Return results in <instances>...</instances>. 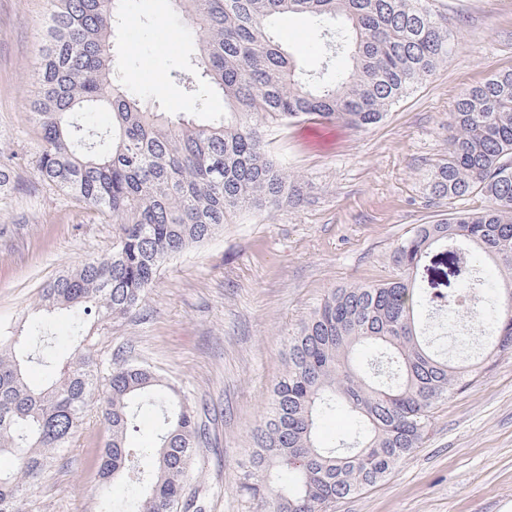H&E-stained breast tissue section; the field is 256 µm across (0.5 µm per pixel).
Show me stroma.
<instances>
[{
    "label": "stroma",
    "mask_w": 512,
    "mask_h": 512,
    "mask_svg": "<svg viewBox=\"0 0 512 512\" xmlns=\"http://www.w3.org/2000/svg\"><path fill=\"white\" fill-rule=\"evenodd\" d=\"M435 7L456 41L432 75L372 127L271 129L278 161L300 180V204L244 211L167 261L139 309L99 339L104 365L147 364L196 407L204 436L189 469L190 512H249L236 488L241 465L299 321L330 289L388 278L394 246L417 225L474 206L433 199L427 181L448 150L457 94L512 69V0ZM46 8V0H0V145L29 155L38 141L26 103ZM274 32L304 70L332 79L351 67L348 53L327 50L326 30L312 17L282 16ZM112 46L116 77L166 111H187L183 75L198 48L173 0H122ZM15 181L0 201V326L45 324L62 364L74 351L73 324L40 311L41 290L108 253L112 227L38 183L30 167L17 168ZM105 436L89 409L65 457L28 489L29 512H132L140 485L96 478L91 460ZM337 512H512V353L440 406L422 446Z\"/></svg>",
    "instance_id": "stroma-1"
}]
</instances>
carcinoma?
<instances>
[{"label":"carcinoma","instance_id":"obj_1","mask_svg":"<svg viewBox=\"0 0 512 512\" xmlns=\"http://www.w3.org/2000/svg\"><path fill=\"white\" fill-rule=\"evenodd\" d=\"M119 0H47L44 43L28 101L38 151L0 149V200L14 192L15 168L113 224L112 250L51 280L48 313L66 312L82 337L75 357L49 366L44 386L26 376L30 340L18 325L0 334V512H28L25 494L65 455L98 398L108 437L96 459L106 485L143 486L135 512L189 509V467L202 441L190 397L151 368L115 363L100 376L98 337L143 303L158 270L183 250L214 238L236 214L295 207L300 192L267 151L263 127L301 120L362 129L431 75L455 41L434 0H173L197 38L196 70L183 77L190 104L199 86L224 112L198 124L149 110L112 69V25ZM284 14L324 22L341 17L327 47L351 48L353 65L329 82L301 72L272 31ZM108 112L105 129L78 117ZM448 156L433 166L429 191L452 204L481 201L396 243L395 274L334 288L288 337L286 368L274 383L238 491L256 512H335L336 503L376 485L420 447L434 410L512 353V69L459 93ZM464 253L461 298L481 351L451 359L436 348L424 312L442 293L418 285L431 253ZM506 273L478 279L479 267ZM158 411L155 446L131 448L135 407ZM349 411L358 421L333 445L317 437L318 417ZM286 471L288 482L275 474Z\"/></svg>","mask_w":512,"mask_h":512}]
</instances>
